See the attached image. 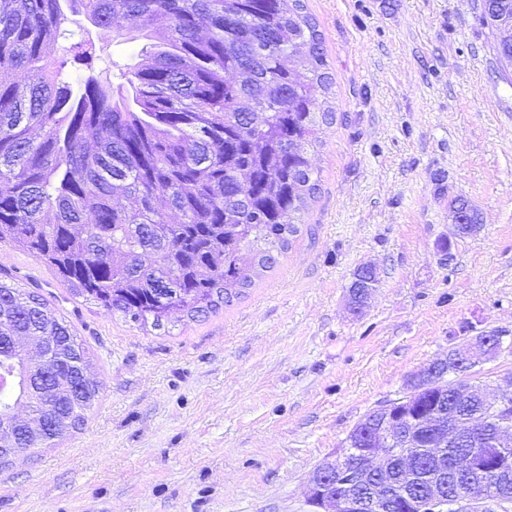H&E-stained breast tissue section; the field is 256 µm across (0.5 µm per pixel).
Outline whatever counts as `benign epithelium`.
Instances as JSON below:
<instances>
[{"label": "benign epithelium", "mask_w": 512, "mask_h": 512, "mask_svg": "<svg viewBox=\"0 0 512 512\" xmlns=\"http://www.w3.org/2000/svg\"><path fill=\"white\" fill-rule=\"evenodd\" d=\"M504 337L495 330L475 332L460 344L452 347V358L461 366L473 370L488 362L499 353ZM448 359H437L418 368L409 375L420 387L406 389L400 398L391 400L377 410V422L363 430L366 448L358 453L347 448L332 456L322 466L323 473L340 481L353 477V484L368 486L366 493L347 492L337 494L332 486L322 480H310L309 503L321 512H492V507H502L504 501L486 493L485 484L496 479L504 467L512 463V430L502 426L507 421V411L512 407V375L497 380L493 394L473 393L465 382V376L457 375L448 384ZM429 391L444 404L453 398L461 404L471 402L477 396L493 411L486 415L456 417L444 411L422 420L411 410L415 397ZM492 428L487 440L493 453L483 456L476 463L478 453L456 452L450 456L451 467L460 473L479 474V480L460 486L445 496L439 490L430 494L416 495L405 490H395L391 476V463L397 458V447L410 440L411 432L426 431L434 448H454L461 437L477 436Z\"/></svg>", "instance_id": "1"}]
</instances>
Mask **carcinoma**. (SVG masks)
Masks as SVG:
<instances>
[{
	"instance_id": "obj_1",
	"label": "carcinoma",
	"mask_w": 512,
	"mask_h": 512,
	"mask_svg": "<svg viewBox=\"0 0 512 512\" xmlns=\"http://www.w3.org/2000/svg\"><path fill=\"white\" fill-rule=\"evenodd\" d=\"M512 0H481V21ZM99 38L126 23L145 61L114 84L91 40L61 42L70 15ZM8 79H3V76ZM323 37L304 0H0V241L52 268L78 296L162 329L214 313L272 269L319 189L308 149L335 112ZM464 234L480 230L464 199ZM83 344L38 295L0 278V461L78 428L100 392ZM417 486L435 449L411 445Z\"/></svg>"
}]
</instances>
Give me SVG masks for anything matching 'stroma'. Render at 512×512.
<instances>
[{"instance_id":"35a3bbf8","label":"stroma","mask_w":512,"mask_h":512,"mask_svg":"<svg viewBox=\"0 0 512 512\" xmlns=\"http://www.w3.org/2000/svg\"><path fill=\"white\" fill-rule=\"evenodd\" d=\"M336 114L290 249L245 296L170 332L108 315L11 240L0 270L82 340L84 421L0 465V512H311L315 468L464 328L512 337V70L480 0H305ZM479 232L451 237L450 203ZM379 286L348 308L355 270Z\"/></svg>"}]
</instances>
